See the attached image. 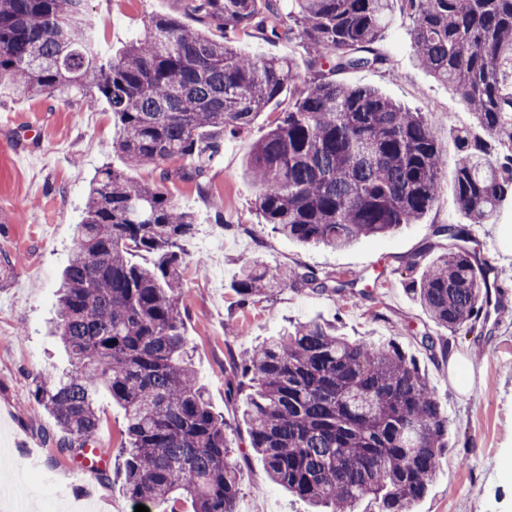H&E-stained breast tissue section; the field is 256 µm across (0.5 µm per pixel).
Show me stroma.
I'll list each match as a JSON object with an SVG mask.
<instances>
[{"mask_svg": "<svg viewBox=\"0 0 512 512\" xmlns=\"http://www.w3.org/2000/svg\"><path fill=\"white\" fill-rule=\"evenodd\" d=\"M99 22L102 53L122 49L142 36L156 15L183 16L182 0H89ZM410 21L393 7L380 43L389 63L339 74L340 82L378 89L406 109L427 113L439 130L448 164L437 198L415 223L382 237H366L333 250L302 245L261 223L254 207L256 189L246 166L253 145L263 138L275 113L287 111L281 98L247 130L226 137L220 159L202 176L189 175L186 161L164 168L128 170L143 183L165 181L172 199L195 213L197 231L182 266L181 311L194 367L206 385L213 408L230 427L236 445H249L240 416L245 394L227 399V382H239L240 356L278 335L289 325L316 319L336 325L352 340L392 341L417 362L448 417V458L414 512H512V255L501 246L499 227L512 225V203L494 224H466L453 197L455 130L472 118L461 99L417 63L408 34ZM244 53L302 59L299 40L266 39L258 32L238 35ZM120 125L105 103L87 108L81 96L63 101L22 90L0 92V258H16L13 274L0 282V448H15L11 464L26 470L30 481L22 497L25 512H78L83 492H91L96 512H132L124 481L121 443L125 420L110 400L99 403L95 435L106 459L96 476L74 473L75 457L55 445L61 432L32 396L36 379L52 378L66 356L45 333L54 314L59 274L74 247L73 229L84 215L89 184L100 168L124 169L112 150ZM126 169V168H125ZM466 224L467 247L498 272L496 304L489 318L457 332L435 323L415 302L408 262L415 254L434 256L453 241L435 235L443 224ZM222 251L195 262L211 239ZM257 258L281 269L306 267L319 277L362 275L345 296L308 289L275 288L270 295L241 301L233 288L242 260ZM430 335L446 346L429 356L421 345ZM458 373L448 370L449 355ZM472 378L468 393L459 382ZM238 512H310L309 505L271 483L260 456L247 453L238 473Z\"/></svg>", "mask_w": 512, "mask_h": 512, "instance_id": "35a3bbf8", "label": "stroma"}]
</instances>
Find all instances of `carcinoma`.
Masks as SVG:
<instances>
[{"mask_svg": "<svg viewBox=\"0 0 512 512\" xmlns=\"http://www.w3.org/2000/svg\"><path fill=\"white\" fill-rule=\"evenodd\" d=\"M393 0H183L198 27L155 16L144 36L105 58L90 35L88 0H0V87L105 102L127 166L185 160L202 176L236 135L286 94L292 105L252 149L248 171L263 223L301 244L334 249L385 236L434 203L446 165L435 126L370 87L336 81L378 68ZM418 64L473 116L458 131L454 199L472 224H493L512 201V0H399ZM213 29L220 34H208ZM294 35L295 59L248 56L228 32ZM148 185L103 168L92 180L75 251L62 275L52 334L69 366L35 383V400L85 448L99 396L124 412L129 498L178 512H237L240 460L224 417L193 365L179 309L195 215ZM459 245L417 256L413 297L455 332L489 302L465 228L436 230ZM149 254L142 264L138 255ZM359 277L320 278L258 259L239 268L242 300L282 286L342 295ZM249 394L241 419L269 479L321 512H411L448 454V418L417 364L396 343L350 341L336 326L299 323L241 359Z\"/></svg>", "mask_w": 512, "mask_h": 512, "instance_id": "obj_1", "label": "carcinoma"}]
</instances>
